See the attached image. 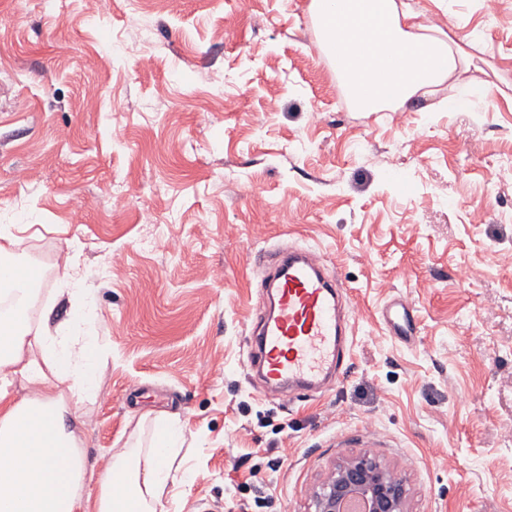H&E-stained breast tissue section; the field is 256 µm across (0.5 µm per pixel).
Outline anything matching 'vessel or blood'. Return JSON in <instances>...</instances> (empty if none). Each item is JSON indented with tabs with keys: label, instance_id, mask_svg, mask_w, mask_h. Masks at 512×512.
<instances>
[{
	"label": "vessel or blood",
	"instance_id": "b4317fda",
	"mask_svg": "<svg viewBox=\"0 0 512 512\" xmlns=\"http://www.w3.org/2000/svg\"><path fill=\"white\" fill-rule=\"evenodd\" d=\"M260 286L267 301L255 312L249 343L257 349L252 363L266 384L291 398L340 378L351 324L346 291L324 258L303 246L280 249ZM413 310L396 297L382 311L387 330L401 334Z\"/></svg>",
	"mask_w": 512,
	"mask_h": 512
}]
</instances>
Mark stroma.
I'll return each instance as SVG.
<instances>
[{"label": "stroma", "instance_id": "stroma-1", "mask_svg": "<svg viewBox=\"0 0 512 512\" xmlns=\"http://www.w3.org/2000/svg\"><path fill=\"white\" fill-rule=\"evenodd\" d=\"M309 2L0 0V225L41 271L32 321L66 318L73 258L109 350L86 464L149 412L185 433L175 512H313L363 451L409 512H512V0H405L476 35L466 112L354 111ZM290 242L345 284L352 342L337 383L286 402L247 360L258 254ZM400 295L405 341L381 320Z\"/></svg>", "mask_w": 512, "mask_h": 512}]
</instances>
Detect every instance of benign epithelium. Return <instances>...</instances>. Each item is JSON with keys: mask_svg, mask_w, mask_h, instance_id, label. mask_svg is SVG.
Returning <instances> with one entry per match:
<instances>
[{"mask_svg": "<svg viewBox=\"0 0 512 512\" xmlns=\"http://www.w3.org/2000/svg\"><path fill=\"white\" fill-rule=\"evenodd\" d=\"M352 500L361 502V512H408L404 480L367 452L350 457L328 474L314 494V512H345Z\"/></svg>", "mask_w": 512, "mask_h": 512, "instance_id": "7a95c632", "label": "benign epithelium"}]
</instances>
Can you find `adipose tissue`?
<instances>
[{
    "mask_svg": "<svg viewBox=\"0 0 512 512\" xmlns=\"http://www.w3.org/2000/svg\"><path fill=\"white\" fill-rule=\"evenodd\" d=\"M308 10L355 111L398 109L446 83L455 91L449 111L483 102L471 34L418 23L403 0H310ZM36 280L30 268L0 267V296L14 299L0 312V512H169L166 488L178 478L185 437L158 417L146 448L113 451L97 476L95 499L85 498L88 470L70 422L95 389L92 362L102 346L83 332L92 301L65 271L67 319L52 324L47 312L32 323ZM18 385L29 396L17 398Z\"/></svg>",
    "mask_w": 512,
    "mask_h": 512,
    "instance_id": "1",
    "label": "adipose tissue"
}]
</instances>
